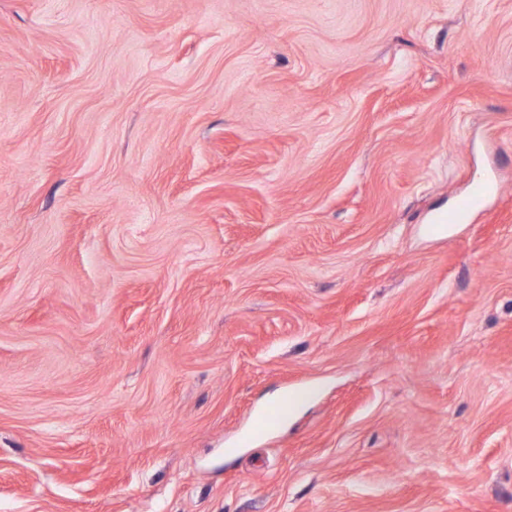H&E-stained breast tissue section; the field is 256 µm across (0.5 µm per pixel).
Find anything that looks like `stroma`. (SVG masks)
I'll list each match as a JSON object with an SVG mask.
<instances>
[{
	"label": "stroma",
	"mask_w": 512,
	"mask_h": 512,
	"mask_svg": "<svg viewBox=\"0 0 512 512\" xmlns=\"http://www.w3.org/2000/svg\"><path fill=\"white\" fill-rule=\"evenodd\" d=\"M0 512H512V0H0Z\"/></svg>",
	"instance_id": "obj_1"
}]
</instances>
